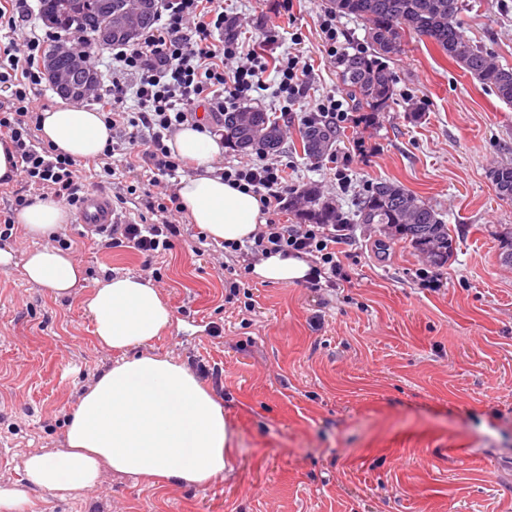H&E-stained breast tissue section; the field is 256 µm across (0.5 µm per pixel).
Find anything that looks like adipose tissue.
<instances>
[{
    "instance_id": "adipose-tissue-1",
    "label": "adipose tissue",
    "mask_w": 512,
    "mask_h": 512,
    "mask_svg": "<svg viewBox=\"0 0 512 512\" xmlns=\"http://www.w3.org/2000/svg\"><path fill=\"white\" fill-rule=\"evenodd\" d=\"M41 136L75 159L100 154L111 132L99 112L60 103L43 112ZM189 159L192 175L177 194L191 223L217 243L241 242L266 223L260 194L245 192L215 175L224 146L220 137L187 124L167 142ZM16 221L41 246L16 257L0 247V270L20 269L30 284L53 295H73L84 269L51 240L70 224L67 209L53 197L21 209ZM307 259L273 254L257 262L253 276L272 284L306 280ZM97 343L113 351L144 345L173 325V312L153 281L140 275L96 280L84 301ZM233 456L224 406L183 364L158 355L121 359L82 392L68 417L64 445L33 452L23 467L26 485L0 490V512H21L32 489L63 495L98 486L104 471L158 477L199 486L224 473Z\"/></svg>"
}]
</instances>
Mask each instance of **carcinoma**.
<instances>
[{
  "label": "carcinoma",
  "instance_id": "obj_1",
  "mask_svg": "<svg viewBox=\"0 0 512 512\" xmlns=\"http://www.w3.org/2000/svg\"><path fill=\"white\" fill-rule=\"evenodd\" d=\"M327 8L339 17H354L365 23L370 50L342 56L337 68L346 86L352 108L371 123L393 103V76L386 64L400 51L408 34L426 38L466 73L490 88L507 104H512V67L496 63L488 52L467 39L457 16L460 0H327ZM67 12V20L77 25L74 32L92 36L91 20L100 11V0H40L41 17ZM251 122L233 124L235 113H224V143L238 151L274 153L282 144L283 128L275 116L260 109L245 110ZM338 138L336 125L321 118L306 121L299 131L303 154L321 161L332 153L327 136ZM489 179L497 197L512 201V162L489 169ZM288 208L302 224H343V214L310 183L288 196ZM360 224H376L391 236L404 240L435 265H444L452 256L453 238L440 213L403 186L382 180L373 183L357 202ZM499 258L512 266V228L496 232Z\"/></svg>",
  "mask_w": 512,
  "mask_h": 512
}]
</instances>
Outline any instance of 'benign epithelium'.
Instances as JSON below:
<instances>
[{
    "instance_id": "1",
    "label": "benign epithelium",
    "mask_w": 512,
    "mask_h": 512,
    "mask_svg": "<svg viewBox=\"0 0 512 512\" xmlns=\"http://www.w3.org/2000/svg\"><path fill=\"white\" fill-rule=\"evenodd\" d=\"M154 0H125L119 13L112 12V0L101 2V23L94 26V47H106L116 39L130 40L141 27L142 16L151 11ZM51 83L65 100L80 103L96 93V82L87 75V56L77 54L68 44L56 46L47 61Z\"/></svg>"
}]
</instances>
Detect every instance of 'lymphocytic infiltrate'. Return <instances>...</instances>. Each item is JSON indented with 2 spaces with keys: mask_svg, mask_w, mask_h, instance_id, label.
Listing matches in <instances>:
<instances>
[{
  "mask_svg": "<svg viewBox=\"0 0 512 512\" xmlns=\"http://www.w3.org/2000/svg\"><path fill=\"white\" fill-rule=\"evenodd\" d=\"M24 6L25 0H0V28L14 33L0 43V86L10 91L8 102H0V138L13 145L18 177L75 207L82 199V170L94 171L107 183L116 174L115 152L140 159L151 173L149 186L160 190L153 207L159 221L108 225L99 229L96 245L131 247L149 259L170 250L181 235L174 219L184 208L176 192L163 188L162 182L189 166L171 153L165 140L192 119L196 103L207 102L217 119L236 110L264 83L266 65L261 56L241 52L233 39L214 41V31L224 27V9L218 0H160L156 26L137 42L110 49L95 95L109 129L124 130L123 142L107 143L97 156L77 160L36 137L42 113L31 90L45 79L46 45L62 41L63 34L36 26L23 29ZM130 98L137 101V111L127 110ZM223 176L237 189L264 193L269 207L282 204L288 194L282 164L263 156L225 166ZM347 241V234L331 232L325 224H280L271 218L249 240L225 243L224 250L229 257L245 261L277 253L309 258L307 282L318 290L340 274L336 247Z\"/></svg>",
  "mask_w": 512,
  "mask_h": 512,
  "instance_id": "lymphocytic-infiltrate-1",
  "label": "lymphocytic infiltrate"
}]
</instances>
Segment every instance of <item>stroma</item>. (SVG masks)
<instances>
[{
	"mask_svg": "<svg viewBox=\"0 0 512 512\" xmlns=\"http://www.w3.org/2000/svg\"><path fill=\"white\" fill-rule=\"evenodd\" d=\"M464 2V34L512 67V0ZM223 6L239 43L267 62L247 104L280 120L289 189L316 183L350 217L372 183L396 182L441 213L453 255L436 267L355 223L335 286L246 273L228 303L224 257L195 253L197 225L148 264L129 247L91 248L73 218L62 236L86 276L74 295L0 271V489L21 481L26 454L62 447L81 391L116 359L96 342L84 297L103 276L135 274L154 278L174 312L143 352L184 364L222 402L235 459L193 488L107 471L90 492L33 491L24 512H512V458L502 454L512 448V267L495 237L512 225V202L488 178L512 161V105L412 35L388 62L387 112L370 126L341 124L333 158L308 160L306 104L347 95L318 28L326 0ZM296 52L312 72L291 102L274 67Z\"/></svg>",
	"mask_w": 512,
	"mask_h": 512,
	"instance_id": "35a3bbf8",
	"label": "stroma"
}]
</instances>
